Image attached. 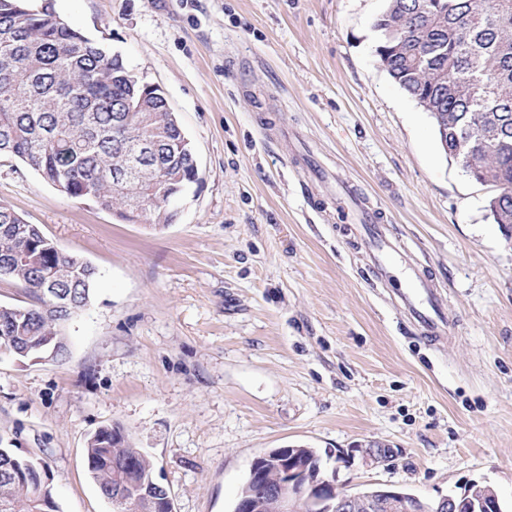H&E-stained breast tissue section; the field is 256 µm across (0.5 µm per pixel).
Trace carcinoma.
I'll return each mask as SVG.
<instances>
[{
	"label": "carcinoma",
	"mask_w": 512,
	"mask_h": 512,
	"mask_svg": "<svg viewBox=\"0 0 512 512\" xmlns=\"http://www.w3.org/2000/svg\"><path fill=\"white\" fill-rule=\"evenodd\" d=\"M373 28L388 76L430 114L448 157L491 189L493 223L512 227V0H386ZM476 79L487 92L472 98ZM184 139L163 91L64 23L53 0H0V155L124 221L163 212L170 224L171 205L198 176ZM0 275L21 281L36 300L0 305V350L37 358L89 305L98 272L0 205ZM85 457L106 500L123 482L128 504L148 495L151 512H170L168 490L150 481L154 461L120 427L95 431ZM42 471L0 448V512H45L44 495L56 494L38 480ZM485 490L465 488L455 497L458 512H487Z\"/></svg>",
	"instance_id": "obj_1"
}]
</instances>
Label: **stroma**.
I'll list each match as a JSON object with an SVG mask.
<instances>
[{"mask_svg": "<svg viewBox=\"0 0 512 512\" xmlns=\"http://www.w3.org/2000/svg\"><path fill=\"white\" fill-rule=\"evenodd\" d=\"M385 0H55L159 85L199 179L131 224L0 156V204L96 267L69 353L0 351V448L42 460L59 512H112L86 441L121 426L173 512H234L254 460L315 448L337 491L512 510V239L375 49ZM365 197L454 323L414 334L355 234ZM389 448L381 461L367 447Z\"/></svg>", "mask_w": 512, "mask_h": 512, "instance_id": "1", "label": "stroma"}]
</instances>
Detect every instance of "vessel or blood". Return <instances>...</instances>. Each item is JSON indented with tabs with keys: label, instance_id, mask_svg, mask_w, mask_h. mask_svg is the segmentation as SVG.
Wrapping results in <instances>:
<instances>
[{
	"label": "vessel or blood",
	"instance_id": "vessel-or-blood-1",
	"mask_svg": "<svg viewBox=\"0 0 512 512\" xmlns=\"http://www.w3.org/2000/svg\"><path fill=\"white\" fill-rule=\"evenodd\" d=\"M366 231L365 242L373 255L381 277H393L397 263L395 246L384 225L379 224L376 211L363 212ZM405 286L397 292V297L410 323L421 337L434 341L450 335L452 321L447 316L444 304L437 296L431 279L418 269L408 268L404 277Z\"/></svg>",
	"mask_w": 512,
	"mask_h": 512
}]
</instances>
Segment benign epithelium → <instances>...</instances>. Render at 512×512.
<instances>
[{
	"label": "benign epithelium",
	"mask_w": 512,
	"mask_h": 512,
	"mask_svg": "<svg viewBox=\"0 0 512 512\" xmlns=\"http://www.w3.org/2000/svg\"><path fill=\"white\" fill-rule=\"evenodd\" d=\"M252 481L262 485L261 493L244 495L236 512H298V504L308 503L316 512H351L358 504L362 512H454V499L443 497L438 501L414 498L407 506L402 498L376 499L361 493L336 491L333 481L324 475H310L297 447L269 450L256 458L251 468Z\"/></svg>",
	"instance_id": "7a95c632"
}]
</instances>
